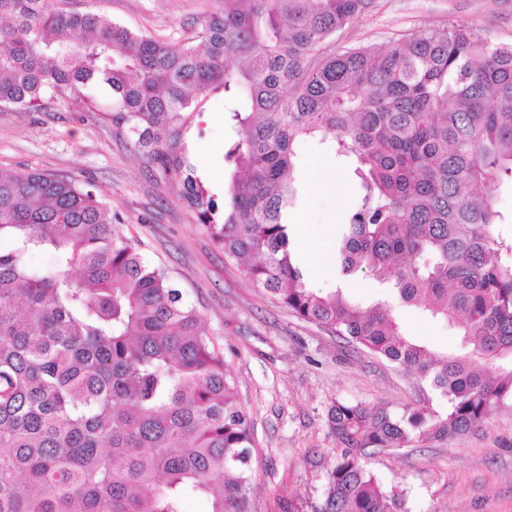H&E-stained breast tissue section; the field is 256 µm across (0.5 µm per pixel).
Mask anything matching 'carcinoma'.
<instances>
[{"instance_id":"1","label":"carcinoma","mask_w":512,"mask_h":512,"mask_svg":"<svg viewBox=\"0 0 512 512\" xmlns=\"http://www.w3.org/2000/svg\"><path fill=\"white\" fill-rule=\"evenodd\" d=\"M375 0H224L178 42L44 0H0V110L59 111L112 91V123L180 189L224 255L298 318L405 369L448 403L333 402L340 448L314 512H395L371 449L462 437L512 401V42L469 22L327 52ZM242 94L228 199L197 175L189 133L206 98ZM355 159L336 240L340 275L366 269L389 302L310 288L288 211L296 144ZM98 187L0 173V512H250V420L224 359L168 272L148 262ZM51 250L57 265L31 267ZM456 329L448 353L394 308Z\"/></svg>"}]
</instances>
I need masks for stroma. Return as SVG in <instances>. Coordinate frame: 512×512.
<instances>
[{
    "instance_id": "35a3bbf8",
    "label": "stroma",
    "mask_w": 512,
    "mask_h": 512,
    "mask_svg": "<svg viewBox=\"0 0 512 512\" xmlns=\"http://www.w3.org/2000/svg\"><path fill=\"white\" fill-rule=\"evenodd\" d=\"M216 0H46L50 9L91 11L136 31L179 41L185 23ZM469 20L493 37L512 40V0H376L336 36L337 47L380 44L425 27ZM94 97L100 113L73 102L60 112H0V170H39L98 184L121 219L120 231L140 240L143 256L165 265L184 299L201 313L233 377L252 432V512H312L336 458L327 425L334 401L399 412L432 397L417 376L357 350L295 317L257 287L165 185L141 167L131 141L112 125V93ZM223 93L203 105L192 132L197 173L224 195V144L234 131ZM301 200L288 214L290 246L307 283L320 292L344 288L364 302L380 297L371 276L340 281L336 237L353 196V162L330 143L296 146ZM371 469L396 492L403 512H512V402L460 438L375 453Z\"/></svg>"
}]
</instances>
